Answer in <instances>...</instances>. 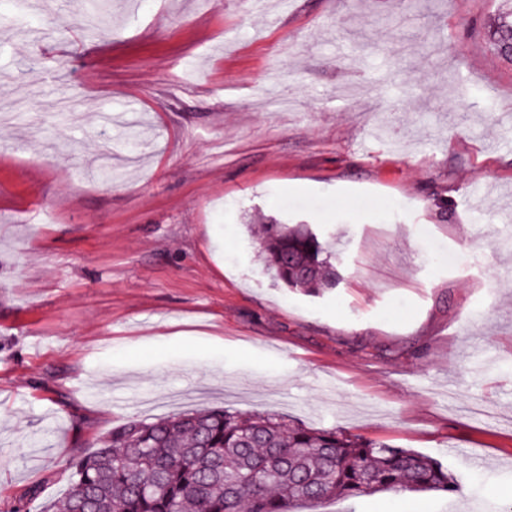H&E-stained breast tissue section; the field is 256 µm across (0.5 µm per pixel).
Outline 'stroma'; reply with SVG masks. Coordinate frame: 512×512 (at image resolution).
<instances>
[{
	"mask_svg": "<svg viewBox=\"0 0 512 512\" xmlns=\"http://www.w3.org/2000/svg\"><path fill=\"white\" fill-rule=\"evenodd\" d=\"M500 0H0V512L113 428L275 413L460 491L298 512H512V64ZM101 22L88 31L92 14ZM137 103L134 124L95 116ZM334 242L337 287L248 227ZM503 2H507L503 10L489 22L487 30L488 40L499 56L502 55V58L509 60L512 63V57L503 54L500 51L501 43L512 33V1L505 0ZM257 245L266 256V274L287 288L316 294L339 283L333 248L307 224H267ZM311 248L314 253H309ZM288 256L295 257L296 263L289 264Z\"/></svg>",
	"mask_w": 512,
	"mask_h": 512,
	"instance_id": "stroma-1",
	"label": "stroma"
}]
</instances>
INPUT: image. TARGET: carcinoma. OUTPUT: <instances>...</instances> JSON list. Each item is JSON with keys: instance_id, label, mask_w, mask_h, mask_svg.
I'll return each instance as SVG.
<instances>
[{"instance_id": "obj_1", "label": "carcinoma", "mask_w": 512, "mask_h": 512, "mask_svg": "<svg viewBox=\"0 0 512 512\" xmlns=\"http://www.w3.org/2000/svg\"><path fill=\"white\" fill-rule=\"evenodd\" d=\"M489 22L495 51L512 34V0ZM257 245L287 288H334L335 252L306 224H269ZM314 252H309V249ZM54 512H294L300 502L378 492H456L438 460L343 430L223 408L130 421L72 458Z\"/></svg>"}]
</instances>
